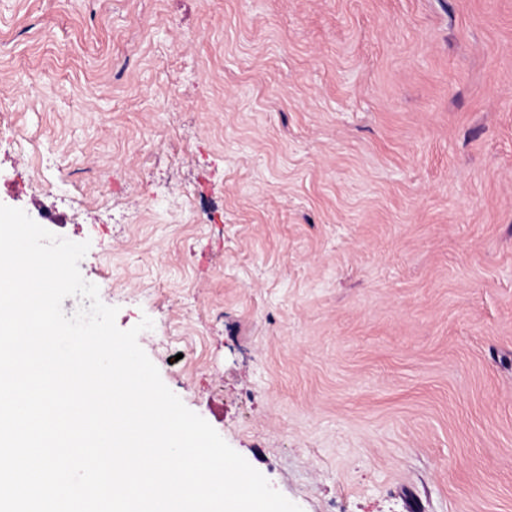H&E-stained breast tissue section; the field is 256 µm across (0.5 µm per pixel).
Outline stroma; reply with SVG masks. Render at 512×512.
Wrapping results in <instances>:
<instances>
[{
  "mask_svg": "<svg viewBox=\"0 0 512 512\" xmlns=\"http://www.w3.org/2000/svg\"><path fill=\"white\" fill-rule=\"evenodd\" d=\"M0 203L302 512H512V0H0Z\"/></svg>",
  "mask_w": 512,
  "mask_h": 512,
  "instance_id": "35a3bbf8",
  "label": "stroma"
}]
</instances>
